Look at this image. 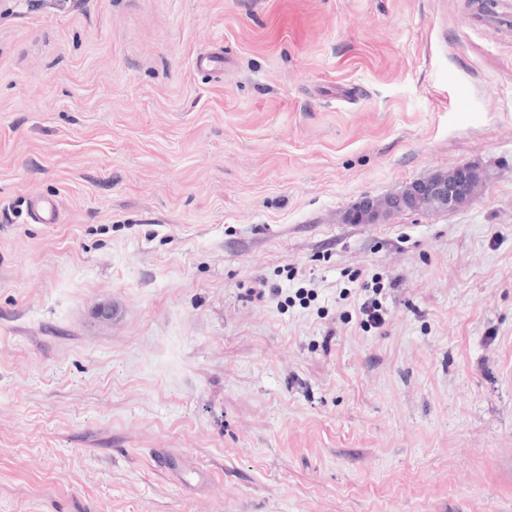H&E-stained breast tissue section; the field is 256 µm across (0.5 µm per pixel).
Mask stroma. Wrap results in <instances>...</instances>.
Returning <instances> with one entry per match:
<instances>
[{
    "label": "stroma",
    "mask_w": 512,
    "mask_h": 512,
    "mask_svg": "<svg viewBox=\"0 0 512 512\" xmlns=\"http://www.w3.org/2000/svg\"><path fill=\"white\" fill-rule=\"evenodd\" d=\"M463 164L456 210L345 220ZM0 512H512V31L470 0L0 11Z\"/></svg>",
    "instance_id": "1"
}]
</instances>
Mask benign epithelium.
<instances>
[{
    "mask_svg": "<svg viewBox=\"0 0 512 512\" xmlns=\"http://www.w3.org/2000/svg\"><path fill=\"white\" fill-rule=\"evenodd\" d=\"M483 181L484 173L479 167L460 165L415 180L398 193L380 199L366 197L347 212L346 220L375 224L406 211H453L471 200Z\"/></svg>",
    "mask_w": 512,
    "mask_h": 512,
    "instance_id": "obj_1",
    "label": "benign epithelium"
}]
</instances>
